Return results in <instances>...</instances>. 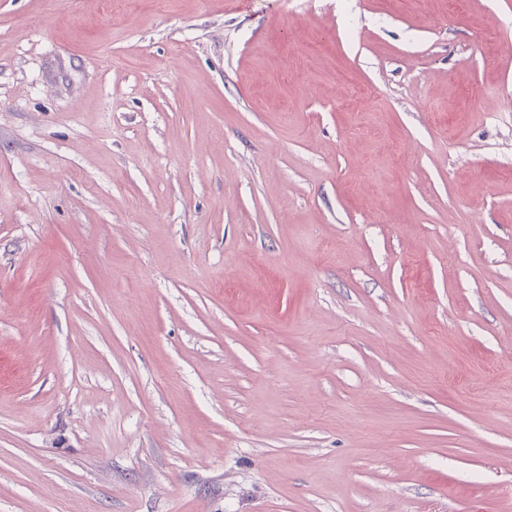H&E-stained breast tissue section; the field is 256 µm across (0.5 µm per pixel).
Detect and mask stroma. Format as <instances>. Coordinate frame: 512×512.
Returning <instances> with one entry per match:
<instances>
[{"instance_id": "obj_1", "label": "stroma", "mask_w": 512, "mask_h": 512, "mask_svg": "<svg viewBox=\"0 0 512 512\" xmlns=\"http://www.w3.org/2000/svg\"><path fill=\"white\" fill-rule=\"evenodd\" d=\"M512 0H0V512H512Z\"/></svg>"}]
</instances>
